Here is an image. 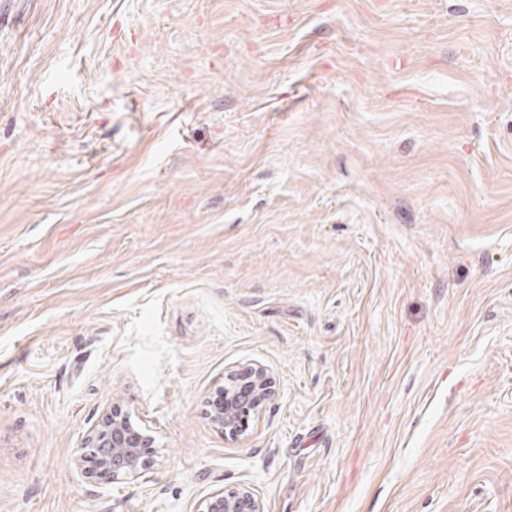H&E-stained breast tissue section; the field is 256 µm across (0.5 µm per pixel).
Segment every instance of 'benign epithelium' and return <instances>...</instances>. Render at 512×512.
Here are the masks:
<instances>
[{"mask_svg":"<svg viewBox=\"0 0 512 512\" xmlns=\"http://www.w3.org/2000/svg\"><path fill=\"white\" fill-rule=\"evenodd\" d=\"M275 395L271 373L262 365H249L227 375L222 391V404L210 414L211 421L224 434L242 435L249 420L258 416L267 401ZM155 439L143 426L130 427L128 417L106 410L88 429L84 447L94 449L79 455L90 478L110 479L121 474H140L150 466ZM200 512H264L258 497L245 487H222L210 493L201 503Z\"/></svg>","mask_w":512,"mask_h":512,"instance_id":"obj_1","label":"benign epithelium"}]
</instances>
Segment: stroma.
I'll return each mask as SVG.
<instances>
[{
    "label": "stroma",
    "mask_w": 512,
    "mask_h": 512,
    "mask_svg": "<svg viewBox=\"0 0 512 512\" xmlns=\"http://www.w3.org/2000/svg\"><path fill=\"white\" fill-rule=\"evenodd\" d=\"M259 363L239 437L207 406ZM156 439L91 481L103 410ZM512 512V0L0 14V512ZM222 404L210 414L211 421L224 434L242 435L249 427L250 418H256L275 395L271 373L262 365H249L227 375L222 391ZM199 512H264L258 497L245 487H222L210 493Z\"/></svg>",
    "instance_id": "35a3bbf8"
}]
</instances>
